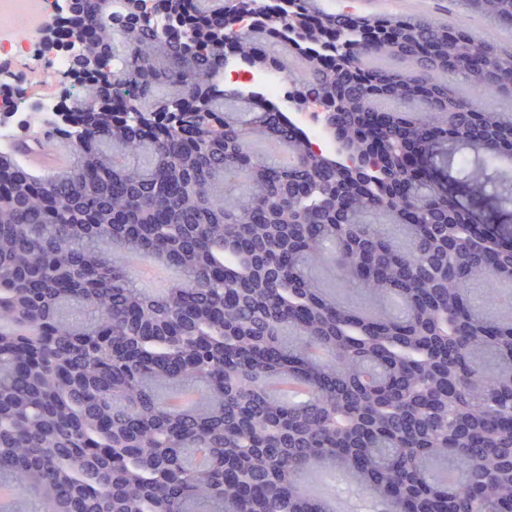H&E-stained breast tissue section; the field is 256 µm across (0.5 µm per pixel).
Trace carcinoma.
I'll list each match as a JSON object with an SVG mask.
<instances>
[{
    "label": "carcinoma",
    "mask_w": 512,
    "mask_h": 512,
    "mask_svg": "<svg viewBox=\"0 0 512 512\" xmlns=\"http://www.w3.org/2000/svg\"><path fill=\"white\" fill-rule=\"evenodd\" d=\"M113 2L68 0L67 123L0 149V485L29 493L12 512H326L298 483L331 471L378 512H512V317L473 298L512 281V116L478 103L512 96V55L317 0H157L162 32ZM457 2L512 31V0ZM228 45L321 103L330 150L224 93ZM163 103L193 117L142 122ZM61 135L70 168L22 169ZM144 256L181 287L143 290ZM325 258L371 312L325 293ZM281 375L310 398L270 395ZM191 388L187 409L159 398Z\"/></svg>",
    "instance_id": "carcinoma-1"
}]
</instances>
